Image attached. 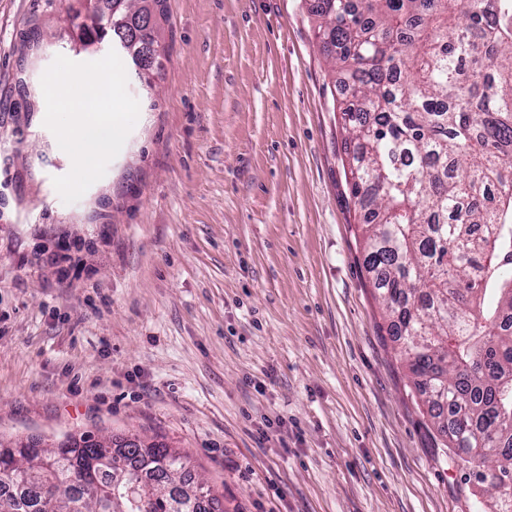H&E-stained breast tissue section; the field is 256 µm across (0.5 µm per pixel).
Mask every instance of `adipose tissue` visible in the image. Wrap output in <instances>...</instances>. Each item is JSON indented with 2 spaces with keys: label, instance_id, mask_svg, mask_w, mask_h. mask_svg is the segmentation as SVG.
I'll return each instance as SVG.
<instances>
[{
  "label": "adipose tissue",
  "instance_id": "1",
  "mask_svg": "<svg viewBox=\"0 0 512 512\" xmlns=\"http://www.w3.org/2000/svg\"><path fill=\"white\" fill-rule=\"evenodd\" d=\"M122 82L120 73L88 74L78 70L51 73L46 86L56 113L69 112L73 121L58 124L63 145L77 168L93 172L100 160L111 153L123 135L127 106L103 109L102 103Z\"/></svg>",
  "mask_w": 512,
  "mask_h": 512
}]
</instances>
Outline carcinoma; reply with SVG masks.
I'll use <instances>...</instances> for the list:
<instances>
[{"mask_svg": "<svg viewBox=\"0 0 512 512\" xmlns=\"http://www.w3.org/2000/svg\"><path fill=\"white\" fill-rule=\"evenodd\" d=\"M100 28L153 52L163 0ZM317 38L342 76L345 170L364 211V267L414 387L467 483L512 512V0H313ZM93 434L41 447L0 441V512H218L166 443Z\"/></svg>", "mask_w": 512, "mask_h": 512, "instance_id": "carcinoma-1", "label": "carcinoma"}]
</instances>
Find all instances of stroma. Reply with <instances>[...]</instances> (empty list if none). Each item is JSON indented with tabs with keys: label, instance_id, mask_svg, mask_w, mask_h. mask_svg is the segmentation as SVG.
Wrapping results in <instances>:
<instances>
[{
	"label": "stroma",
	"instance_id": "stroma-1",
	"mask_svg": "<svg viewBox=\"0 0 512 512\" xmlns=\"http://www.w3.org/2000/svg\"><path fill=\"white\" fill-rule=\"evenodd\" d=\"M83 4L0 0V435L164 437L224 512H474L363 267L310 0H163L146 84L75 51ZM111 68L86 178L44 81Z\"/></svg>",
	"mask_w": 512,
	"mask_h": 512
}]
</instances>
